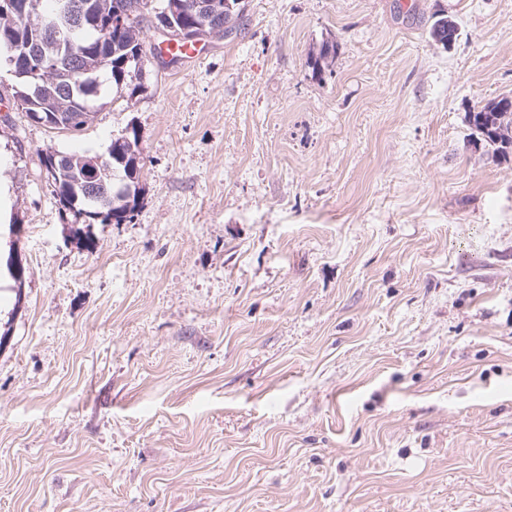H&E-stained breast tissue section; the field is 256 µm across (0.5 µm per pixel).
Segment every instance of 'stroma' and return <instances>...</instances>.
<instances>
[{
  "label": "stroma",
  "mask_w": 512,
  "mask_h": 512,
  "mask_svg": "<svg viewBox=\"0 0 512 512\" xmlns=\"http://www.w3.org/2000/svg\"><path fill=\"white\" fill-rule=\"evenodd\" d=\"M245 3L75 133L0 67V512H512V0ZM133 129L63 215L41 150ZM501 105L512 107V98L502 97L497 101L487 103L479 111L471 114V122L488 143L496 146V153L504 157L509 154V151L511 153L512 135L506 138L501 132L500 126L501 128L508 127L511 131L512 113L506 110L498 111ZM495 112L500 126L496 124ZM132 137H120L124 139V153L116 154L123 140L115 142L109 149L108 156L99 163H93L98 156H77L56 150L53 146H47L41 150L40 161L43 165V154L54 155L51 158L53 165L51 170L46 171V178L52 193L57 198L65 214H71L75 220L83 219V216L95 215L101 219L94 220L89 217V223L109 224L115 218V224H120L119 217L127 210H132L138 199L136 186L140 183L142 169L144 168L143 157L139 149L137 134ZM112 150L114 154L112 155ZM61 157H57V155ZM57 158V159H56ZM126 159V161H124ZM124 161V162H123ZM122 173V183L129 182L134 185V196L127 199L121 194L119 188H114V172ZM94 177V182L89 181ZM132 202V205L130 203ZM94 221L93 223H91Z\"/></svg>",
  "instance_id": "1"
}]
</instances>
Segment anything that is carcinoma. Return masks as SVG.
<instances>
[{"label":"carcinoma","mask_w":512,"mask_h":512,"mask_svg":"<svg viewBox=\"0 0 512 512\" xmlns=\"http://www.w3.org/2000/svg\"><path fill=\"white\" fill-rule=\"evenodd\" d=\"M71 0H36L35 10L13 28V34H0V55H8L5 41H10L13 54L23 55L40 64L37 77L19 79L15 102L35 122H53L66 112L90 115L88 102L100 94V76L107 72L113 88L134 95L142 78L148 48L145 31L154 22L172 21L192 27L206 24L207 31L221 38L240 28L245 0H205L207 10L200 12L199 0H93L99 15L98 25L84 24L81 41L71 50L60 49L69 15L61 9ZM119 8L132 14L120 30H112V12ZM512 107V98L502 97L487 103L471 114V122L484 139L505 157L512 150V135L504 136L496 124L495 112L500 106ZM48 155H59L56 166L46 171L52 193L62 210L76 219L87 215L99 217L107 224L133 209L138 196L127 199L114 187V172L122 173V181L139 185L144 168L137 135L124 138V152L94 162L92 156H77L43 149Z\"/></svg>","instance_id":"1"}]
</instances>
